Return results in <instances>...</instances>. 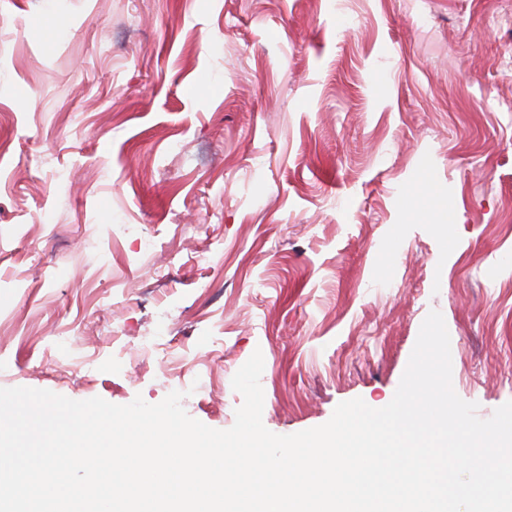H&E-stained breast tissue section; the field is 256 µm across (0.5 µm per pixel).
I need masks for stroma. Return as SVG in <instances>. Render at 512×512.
<instances>
[{"instance_id": "obj_1", "label": "stroma", "mask_w": 512, "mask_h": 512, "mask_svg": "<svg viewBox=\"0 0 512 512\" xmlns=\"http://www.w3.org/2000/svg\"><path fill=\"white\" fill-rule=\"evenodd\" d=\"M428 172L435 204L414 209ZM512 401V0H0V388L381 408L430 311Z\"/></svg>"}]
</instances>
